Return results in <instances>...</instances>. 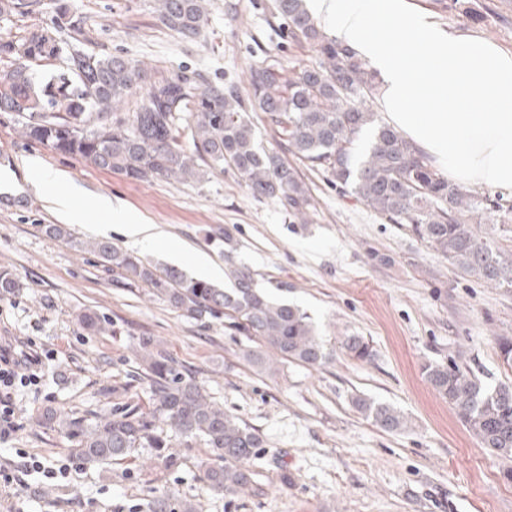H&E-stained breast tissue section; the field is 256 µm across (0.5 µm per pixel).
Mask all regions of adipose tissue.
I'll return each mask as SVG.
<instances>
[{
    "mask_svg": "<svg viewBox=\"0 0 512 512\" xmlns=\"http://www.w3.org/2000/svg\"><path fill=\"white\" fill-rule=\"evenodd\" d=\"M307 9L378 73L389 125L453 181L512 190V51L444 29L431 14L409 11L407 0H307ZM42 180L57 185L48 202L68 223L103 213L132 242L157 239L156 225L111 199L77 207L60 174Z\"/></svg>",
    "mask_w": 512,
    "mask_h": 512,
    "instance_id": "obj_1",
    "label": "adipose tissue"
}]
</instances>
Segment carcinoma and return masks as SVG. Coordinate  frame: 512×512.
I'll list each match as a JSON object with an SVG mask.
<instances>
[{"mask_svg":"<svg viewBox=\"0 0 512 512\" xmlns=\"http://www.w3.org/2000/svg\"><path fill=\"white\" fill-rule=\"evenodd\" d=\"M159 21L186 38L196 37L206 20L205 0H156ZM40 0H0V19L36 12ZM57 25L0 38V59L17 63L0 77V112L18 117L20 136L91 166L132 180L161 177L175 183L197 181L232 169L255 199H275L289 214L306 219L312 207L300 170L290 154L310 170L348 192L390 224H404L428 249L464 275L496 288L512 289V200L478 192L448 179L428 154L368 107L377 74L351 48L317 24L304 0H270L273 18L288 25V37L316 54L312 64L286 70L272 60L251 74L242 98L234 85L200 88L184 73L158 75L121 53L76 50L64 54L58 29L68 26L75 41L86 40L81 26L57 7ZM140 101L119 115L116 109L135 89ZM278 139L281 151L266 149L254 118ZM370 132L363 156L356 145ZM490 224L500 239L477 233ZM106 266L171 306L197 319H224L283 359L309 366L326 363L335 349L368 361L369 341L351 334L339 347L316 330L299 308L276 301L246 267L229 264L228 285L218 288L175 267L158 269L108 240L90 245ZM148 383L149 411L117 408L93 422L52 408L39 425L58 429L71 451L89 465L110 464L137 448H151L157 464L173 462L166 449L177 437L185 448L209 449L205 476L211 489L235 494L253 486L254 462L264 440L258 431L224 411L197 380L165 351L144 337L139 342ZM427 381L451 403L483 447L512 458V384L485 385L454 359L424 366ZM353 407L388 433L407 428V419L389 404L361 395ZM150 512H195L173 493L156 496Z\"/></svg>","mask_w":512,"mask_h":512,"instance_id":"cac0c4a2","label":"carcinoma"}]
</instances>
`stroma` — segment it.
<instances>
[{
	"mask_svg": "<svg viewBox=\"0 0 512 512\" xmlns=\"http://www.w3.org/2000/svg\"><path fill=\"white\" fill-rule=\"evenodd\" d=\"M85 25L84 48L120 52L165 74L199 76L202 85L248 91L252 69L267 59L311 64L313 50L291 41L269 0H206L199 35L186 40L162 26L156 0H66ZM446 29L512 50V0H409ZM15 114L0 112V173L13 170L23 194H0V271L20 284L0 296V340L15 352H38L37 384L14 392L17 430L0 444L1 460L20 454L64 468L65 479L26 476V512H148L151 497L172 492L196 512H512V462L497 457L465 427L428 383L425 363L462 357L483 383L512 382L497 347L512 336V290L460 274L403 226L388 224L321 174L305 180L313 197L306 223L275 200L254 199L231 171L184 184L131 180L21 138ZM62 173L75 204L109 196L156 224L160 237L131 244L120 229L110 241L144 260L195 273L204 255L251 269L270 295L311 315L324 339L359 334L373 357L335 354L321 367L269 354V368L242 357L246 336L220 320H196L153 297L141 284L105 267L86 250L93 214L71 225L73 241L47 236L59 216L39 189L34 169ZM228 229L232 246L213 239ZM92 310L104 332L76 319ZM151 337L195 373L225 410L259 430L262 464L253 489L211 490L203 476L207 449L175 446L173 468L140 448L118 463L86 466L60 432L35 423L44 407L94 417L145 404L138 356ZM361 394L401 410L407 429L388 433L351 404Z\"/></svg>",
	"mask_w": 512,
	"mask_h": 512,
	"instance_id": "obj_1",
	"label": "stroma"
}]
</instances>
